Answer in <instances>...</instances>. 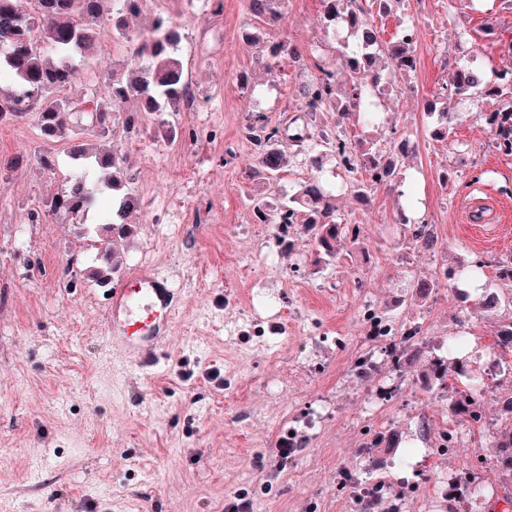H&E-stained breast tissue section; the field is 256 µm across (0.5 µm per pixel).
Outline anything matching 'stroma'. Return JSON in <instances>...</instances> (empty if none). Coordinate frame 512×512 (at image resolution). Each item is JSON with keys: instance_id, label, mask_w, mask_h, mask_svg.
Returning <instances> with one entry per match:
<instances>
[{"instance_id": "obj_1", "label": "stroma", "mask_w": 512, "mask_h": 512, "mask_svg": "<svg viewBox=\"0 0 512 512\" xmlns=\"http://www.w3.org/2000/svg\"><path fill=\"white\" fill-rule=\"evenodd\" d=\"M161 12L182 27L194 103L157 121L117 113L106 136L73 130L125 156L127 188L142 201L113 284L149 267L175 288L172 333L150 377L105 340L109 298L92 275L105 242L80 225L108 223L109 196L96 195L80 223L48 211L45 200L78 173L67 141L44 138L31 115L0 123V512H224L239 494L253 512H362L340 489L342 475L427 488L476 454L492 455L505 424L498 400L512 394V350L497 346L496 331L512 304L476 308L475 291L454 274L482 260L485 291L500 290L498 263L512 256V153L497 149L486 121L504 103L499 93L444 89L469 64L494 87L512 72V0H404L397 13L374 16L384 40L413 29L416 70L383 97L378 125L332 110L306 120L350 144L384 148L399 137L416 150L368 204L337 192L349 231L328 264L298 226L273 240L251 205L315 176L349 179L338 156L312 166L310 145L289 147L275 180L253 177L258 149L247 126L289 125L313 71L243 42L254 23L246 0H146L132 30ZM321 17V0H288L266 32L332 63L351 36L325 30ZM129 51L102 34L61 97L101 89ZM433 101L453 115L443 141L432 135ZM165 124L181 141L164 136ZM42 153L55 156L54 170L38 164ZM17 156L22 164L11 166ZM402 211L411 223H398ZM417 220L430 225L433 245L413 237ZM421 279L439 286L419 308L410 300ZM367 308L398 327L424 323L419 351L399 368L370 339ZM452 336L465 337L462 360L484 373L480 426L456 422L449 408V388L464 389L466 377L449 373L444 387L425 377ZM368 352L377 368L363 379L357 361ZM452 426L462 433L453 454L424 450L423 439ZM392 431L395 447H364L367 433ZM480 477L486 494L461 504L451 492L407 512H512V479L488 465Z\"/></svg>"}]
</instances>
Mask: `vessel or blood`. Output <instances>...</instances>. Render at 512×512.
<instances>
[{
	"mask_svg": "<svg viewBox=\"0 0 512 512\" xmlns=\"http://www.w3.org/2000/svg\"><path fill=\"white\" fill-rule=\"evenodd\" d=\"M176 302L170 283L144 269L112 289L106 339L142 370L156 364L157 350L174 320Z\"/></svg>",
	"mask_w": 512,
	"mask_h": 512,
	"instance_id": "vessel-or-blood-1",
	"label": "vessel or blood"
}]
</instances>
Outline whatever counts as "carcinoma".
<instances>
[{
	"mask_svg": "<svg viewBox=\"0 0 512 512\" xmlns=\"http://www.w3.org/2000/svg\"><path fill=\"white\" fill-rule=\"evenodd\" d=\"M104 0H0V74L7 73L17 84V90L7 96L0 95V122L37 113L41 133L48 138H68L69 126L86 119L92 132L106 135L112 126L113 116L131 100L135 101L133 121L144 115L174 112L182 101L186 87L183 66L178 56L180 35L173 19L158 15L150 30L133 33L127 25L128 18L141 12L143 0H112V14L104 18ZM323 19L327 26L341 24L356 39V49L342 54L340 68L313 61L320 72L316 80L305 86L304 111L319 112L334 108L338 112L352 110L363 114L372 123L376 113L371 111L373 99L385 94L386 84L410 75L416 69L413 55V34L403 31L394 40L386 42L382 33L367 19V12L357 5L358 0H321ZM286 0H247L250 14L264 23L282 15ZM109 28L115 39L130 44L131 55L120 70L104 83V91L77 106L68 99L54 96L59 89L69 85L77 74V61L93 55L100 40L101 29ZM250 44L262 45L273 60L289 59L304 67L308 57L288 41H271L265 31L257 27L245 33ZM344 76V94L337 95L338 74ZM484 83L480 71L466 67L456 71L452 81L458 95L472 94ZM488 121L497 128L498 147L512 152V97L501 110L488 115ZM318 146L336 149L345 164L351 157L370 175L371 182H394L399 175V158L413 151L407 140L400 141L393 151L384 152L374 142H360L357 147L346 149V142L333 139L327 132L319 134ZM251 138L257 143L260 154L258 176L271 179L287 164L282 150L283 138L279 129L265 125H252ZM69 156L86 169L109 173L103 187L112 191L128 180L123 158L113 151L91 153L83 143L69 142ZM99 188L90 183L87 175L75 177L65 191L52 196L45 207L52 212H62L74 220H82L91 206ZM330 195L317 180L304 183L288 198L259 197L252 200L253 213L262 224H293L303 216L304 232L313 242L319 259H336V243L343 234L344 225L338 221L336 208L329 202ZM140 199L126 193L112 203V222L103 227L85 225L86 232H107L112 247L99 253L100 266L96 271L99 283L109 284L120 269L116 259L118 242L134 233V225L125 222V216L139 207ZM438 287L435 280H421L414 285L411 302L421 307ZM418 325L411 323L401 344L387 347V359L394 368L400 367L404 348L418 344L415 340ZM448 363L442 359L430 361L428 379L447 384ZM470 387L453 392L450 410L460 421H473L478 416L477 403L484 389V382L474 375ZM507 424L498 434L493 464L498 470L512 476V395L503 400Z\"/></svg>",
	"mask_w": 512,
	"mask_h": 512,
	"instance_id": "1",
	"label": "carcinoma"
}]
</instances>
